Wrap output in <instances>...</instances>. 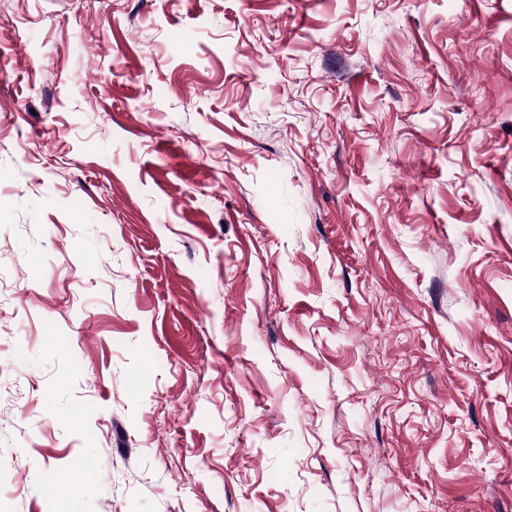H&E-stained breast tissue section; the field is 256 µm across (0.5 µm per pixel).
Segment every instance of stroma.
Wrapping results in <instances>:
<instances>
[{"mask_svg": "<svg viewBox=\"0 0 512 512\" xmlns=\"http://www.w3.org/2000/svg\"><path fill=\"white\" fill-rule=\"evenodd\" d=\"M76 504L512 512V0H0V512Z\"/></svg>", "mask_w": 512, "mask_h": 512, "instance_id": "1", "label": "stroma"}]
</instances>
